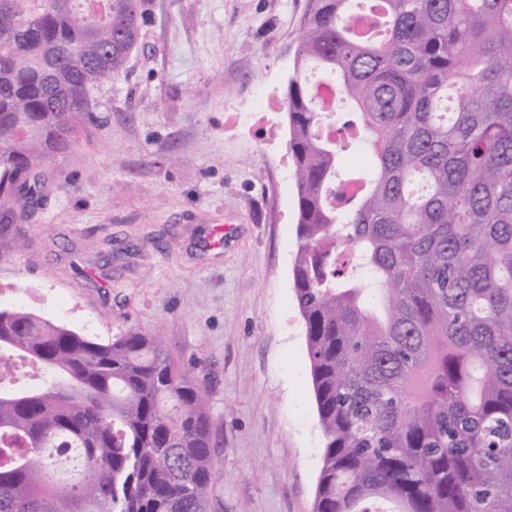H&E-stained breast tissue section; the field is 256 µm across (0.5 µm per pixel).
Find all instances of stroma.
Returning <instances> with one entry per match:
<instances>
[{
	"label": "stroma",
	"instance_id": "stroma-1",
	"mask_svg": "<svg viewBox=\"0 0 512 512\" xmlns=\"http://www.w3.org/2000/svg\"><path fill=\"white\" fill-rule=\"evenodd\" d=\"M311 0H144L139 46L94 92L101 119L45 166L53 188L0 238V309L108 342L160 332L197 369L222 480L209 512H314L324 436L296 307L288 125L276 112ZM266 99L265 95H259L253 99L252 108L240 111V112H229L227 117V125L230 129H236L241 126H246L251 121L252 117L256 114H263L262 117L268 121V114L274 112H253L256 109H260L264 105Z\"/></svg>",
	"mask_w": 512,
	"mask_h": 512
}]
</instances>
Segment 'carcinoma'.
Returning <instances> with one entry per match:
<instances>
[{"label": "carcinoma", "instance_id": "1", "mask_svg": "<svg viewBox=\"0 0 512 512\" xmlns=\"http://www.w3.org/2000/svg\"><path fill=\"white\" fill-rule=\"evenodd\" d=\"M65 2L0 0L1 238L139 43L143 0ZM75 56L61 97L48 68ZM324 84L370 155L342 177ZM284 102L314 512H512V0H312ZM1 368L0 512H208V394L160 333L0 310Z\"/></svg>", "mask_w": 512, "mask_h": 512}]
</instances>
